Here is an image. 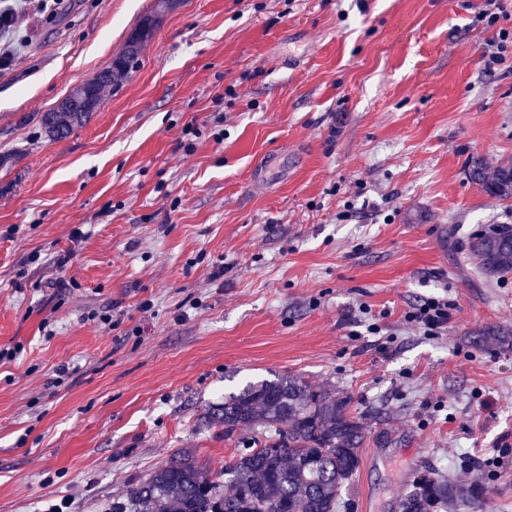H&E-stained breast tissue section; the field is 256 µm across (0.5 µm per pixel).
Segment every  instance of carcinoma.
<instances>
[{
	"instance_id": "obj_1",
	"label": "carcinoma",
	"mask_w": 512,
	"mask_h": 512,
	"mask_svg": "<svg viewBox=\"0 0 512 512\" xmlns=\"http://www.w3.org/2000/svg\"><path fill=\"white\" fill-rule=\"evenodd\" d=\"M175 0H154L153 12L135 29L124 50L88 81L74 87L42 126L51 140L83 126L107 88L118 89L139 66L141 46ZM471 181L491 196L512 199V159L490 168L480 159L468 166ZM487 275L512 272V230L495 228L470 245ZM231 440L241 427L259 426L262 440L238 448L219 470H207L179 454L128 483L112 512H337L342 491L358 469L366 445L362 422L349 403L324 386L291 374L247 384L204 414ZM476 493L442 472L425 470L409 484L400 512H444L448 503L475 505Z\"/></svg>"
}]
</instances>
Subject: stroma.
Listing matches in <instances>:
<instances>
[{"instance_id": "obj_1", "label": "stroma", "mask_w": 512, "mask_h": 512, "mask_svg": "<svg viewBox=\"0 0 512 512\" xmlns=\"http://www.w3.org/2000/svg\"><path fill=\"white\" fill-rule=\"evenodd\" d=\"M152 4L58 0L0 69V512H111L183 451L220 469L257 432L225 440L205 410L284 372L362 418L340 512H399L426 465L512 512V272L469 249L512 225L467 175L512 158L483 0H177L86 124L46 138ZM429 297L454 305L440 336L404 320Z\"/></svg>"}]
</instances>
